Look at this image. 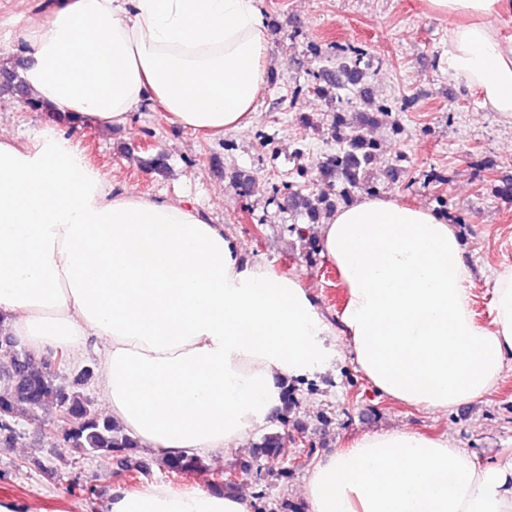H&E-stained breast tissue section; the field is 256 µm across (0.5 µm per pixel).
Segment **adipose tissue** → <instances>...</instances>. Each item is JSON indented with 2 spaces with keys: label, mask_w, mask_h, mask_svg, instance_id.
<instances>
[{
  "label": "adipose tissue",
  "mask_w": 512,
  "mask_h": 512,
  "mask_svg": "<svg viewBox=\"0 0 512 512\" xmlns=\"http://www.w3.org/2000/svg\"><path fill=\"white\" fill-rule=\"evenodd\" d=\"M460 17L449 72L512 119V0H427ZM22 77L53 120L28 144L0 134V335L36 353L99 350L113 423L149 452L216 454L280 403V384L325 368L347 336L386 396L448 410L489 392L512 359V265L492 319L468 308V257L433 210L366 196L319 225L347 290L329 322L294 277L245 260L186 200L115 190L63 123L110 130L154 103L203 134L242 129L264 84L260 0H51L18 17ZM309 512H512V463L479 465L443 439L368 432L311 469ZM104 512H250L239 493L152 483Z\"/></svg>",
  "instance_id": "adipose-tissue-1"
}]
</instances>
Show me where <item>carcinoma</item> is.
Segmentation results:
<instances>
[{"label": "carcinoma", "mask_w": 512, "mask_h": 512, "mask_svg": "<svg viewBox=\"0 0 512 512\" xmlns=\"http://www.w3.org/2000/svg\"><path fill=\"white\" fill-rule=\"evenodd\" d=\"M359 77L357 67L345 64L335 78L312 85V91L331 99L350 89ZM387 116L388 106L384 103L376 105L373 112L359 113L353 122L346 118L345 113H336L331 137L339 148L323 157L315 175L300 171L298 180L288 184L291 207L310 223L317 224L336 211L338 200H347L354 191L374 192L370 170L376 158L378 141L369 137L367 128L378 126ZM5 356L13 376L3 380L0 387V445L16 439L14 425L21 412H32L53 402L59 413L67 414V429L60 437L63 447L83 456L107 454L115 458L119 469L132 470L130 462L139 447L138 441L123 433L110 418L100 414L81 391L93 375L91 369L78 371L73 384L66 387L57 381L49 361L36 358L26 348L17 345L6 351ZM281 445V434H267L256 445L257 454L275 459ZM157 464L167 467L173 475L206 470L202 458L194 453L162 457Z\"/></svg>", "instance_id": "obj_1"}]
</instances>
